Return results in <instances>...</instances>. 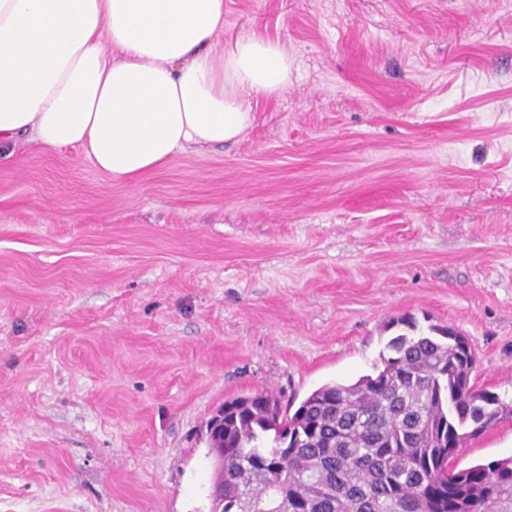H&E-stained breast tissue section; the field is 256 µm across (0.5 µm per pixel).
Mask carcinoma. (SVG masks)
<instances>
[{"instance_id": "carcinoma-1", "label": "carcinoma", "mask_w": 512, "mask_h": 512, "mask_svg": "<svg viewBox=\"0 0 512 512\" xmlns=\"http://www.w3.org/2000/svg\"><path fill=\"white\" fill-rule=\"evenodd\" d=\"M398 334L376 374L326 384L295 410L267 392L224 402L223 512H512V456L460 469V434L509 418L471 381L462 335Z\"/></svg>"}]
</instances>
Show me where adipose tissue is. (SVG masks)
Wrapping results in <instances>:
<instances>
[{
    "label": "adipose tissue",
    "mask_w": 512,
    "mask_h": 512,
    "mask_svg": "<svg viewBox=\"0 0 512 512\" xmlns=\"http://www.w3.org/2000/svg\"><path fill=\"white\" fill-rule=\"evenodd\" d=\"M224 0H0V148L77 147L138 180L191 143L251 126L240 94L283 92L287 53L246 38L220 52Z\"/></svg>",
    "instance_id": "obj_1"
}]
</instances>
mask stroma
I'll use <instances>...</instances> for the list:
<instances>
[{
    "label": "stroma",
    "mask_w": 512,
    "mask_h": 512,
    "mask_svg": "<svg viewBox=\"0 0 512 512\" xmlns=\"http://www.w3.org/2000/svg\"><path fill=\"white\" fill-rule=\"evenodd\" d=\"M250 36L291 71L238 141L0 159V512H210L214 410L353 383L406 319L512 395V0H224ZM511 455L509 419L457 464Z\"/></svg>",
    "instance_id": "stroma-1"
}]
</instances>
